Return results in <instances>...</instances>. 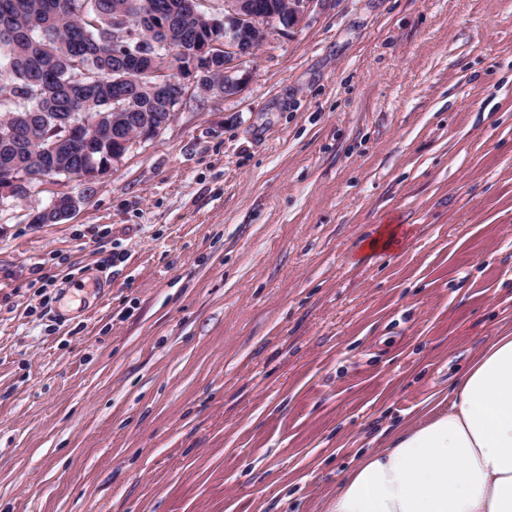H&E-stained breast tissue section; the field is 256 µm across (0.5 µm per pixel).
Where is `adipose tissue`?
<instances>
[{"label":"adipose tissue","instance_id":"ef3b65f1","mask_svg":"<svg viewBox=\"0 0 512 512\" xmlns=\"http://www.w3.org/2000/svg\"><path fill=\"white\" fill-rule=\"evenodd\" d=\"M452 394L362 454L324 512H512V331L474 354Z\"/></svg>","mask_w":512,"mask_h":512}]
</instances>
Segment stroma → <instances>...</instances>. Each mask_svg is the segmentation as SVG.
Returning <instances> with one entry per match:
<instances>
[{
	"instance_id": "1",
	"label": "stroma",
	"mask_w": 512,
	"mask_h": 512,
	"mask_svg": "<svg viewBox=\"0 0 512 512\" xmlns=\"http://www.w3.org/2000/svg\"><path fill=\"white\" fill-rule=\"evenodd\" d=\"M242 71L0 209V512H322L512 330V0H326ZM83 201L81 196L72 193H60L52 200L51 204L34 214L35 224H45L58 221L67 216H71L80 207ZM37 222V223H36Z\"/></svg>"
}]
</instances>
